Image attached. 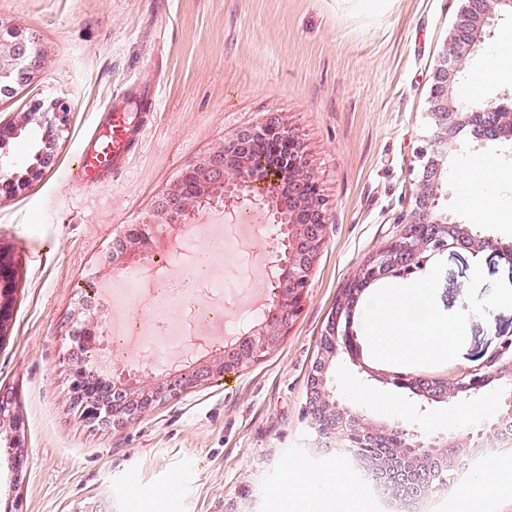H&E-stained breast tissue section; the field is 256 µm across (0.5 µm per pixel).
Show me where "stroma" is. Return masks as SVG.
Returning <instances> with one entry per match:
<instances>
[{"instance_id": "1", "label": "stroma", "mask_w": 512, "mask_h": 512, "mask_svg": "<svg viewBox=\"0 0 512 512\" xmlns=\"http://www.w3.org/2000/svg\"><path fill=\"white\" fill-rule=\"evenodd\" d=\"M461 0H0V23L33 31L46 53L38 78L0 100V122L39 102L71 108L52 166L0 199V249L15 270L7 333L0 337V392L17 420L0 424V512H278L273 494L288 460L314 475L338 463L337 443L318 436L304 409L308 376L342 288L357 267L403 227L430 135L432 72ZM155 88L160 105L127 171L98 185L69 179L84 136L114 92ZM281 113L304 143L330 208L325 242L302 310L276 348L223 377L156 404L132 423L88 426L67 392L73 318L87 284L113 279L107 256L130 224H144L157 198L235 131ZM493 157L512 172V147L462 148L449 159L443 205L470 223L457 171ZM263 209L216 201L186 223L156 224L150 257L131 258L142 287L122 304L100 299L102 331L88 345L119 369L172 373L211 360L257 324L276 274L274 232ZM238 225L237 263L209 255L208 242ZM249 283L228 293L224 317L180 336L156 358L149 312L154 283L193 274ZM430 288L414 316L458 325L446 356L400 363L372 349L362 307L352 312L356 353L334 358L341 395L375 420L459 434L484 418L493 397L455 406L373 379L398 369L443 381L482 366L512 336V264L498 251L451 247L426 266ZM21 435L22 449L5 447Z\"/></svg>"}]
</instances>
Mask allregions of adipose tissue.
<instances>
[{
  "label": "adipose tissue",
  "mask_w": 512,
  "mask_h": 512,
  "mask_svg": "<svg viewBox=\"0 0 512 512\" xmlns=\"http://www.w3.org/2000/svg\"><path fill=\"white\" fill-rule=\"evenodd\" d=\"M506 178L495 160L465 166L457 176L461 194L474 219L481 223L498 222L505 206L494 199L496 187ZM428 277L422 276L403 288H388L373 295L365 304L367 330L377 355L394 360L409 355L427 357L447 354L458 331L435 316L412 318V305L424 298ZM349 479L344 470L314 477L296 462L287 465V482L277 492L280 512H337L351 503ZM512 491V467L493 461L459 491V512H484L489 498Z\"/></svg>",
  "instance_id": "adipose-tissue-1"
}]
</instances>
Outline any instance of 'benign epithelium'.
Instances as JSON below:
<instances>
[{
    "label": "benign epithelium",
    "instance_id": "1",
    "mask_svg": "<svg viewBox=\"0 0 512 512\" xmlns=\"http://www.w3.org/2000/svg\"><path fill=\"white\" fill-rule=\"evenodd\" d=\"M503 13L512 14V0H465L457 13L448 34L441 60L433 74V94L429 99L428 118L431 136L419 153L421 167L418 174L413 204L403 218L405 224H419L423 213L433 217L435 224H452L448 211L439 206L441 192L445 189V173L449 156L459 150L465 141L482 147L488 141H512V94L501 96V102L489 107L472 106L453 99L452 91L458 77L465 70L469 55L485 41L494 21ZM37 45L36 35L23 33L14 27L0 25V76H7L16 67L18 58ZM39 71L31 69L23 73L13 84L0 88V96L15 95L20 89L33 83ZM481 112L498 113L499 122L493 133L474 132L476 116ZM69 110L64 104L48 107L37 105L31 112L18 114L7 124H0V196L8 197L52 164L58 140L65 131ZM30 123L43 129L42 144L34 152L30 163L23 169L16 166L12 143L21 136ZM231 139L239 148L233 165L224 164V153L211 152L186 171L187 182H179L156 200L152 221L175 224L179 210L191 209L207 199L204 194L193 198V188L224 185V200L249 201L259 207L274 201L283 210H289L288 223L276 217L277 233L273 250L276 275L270 281V303L264 318L234 342L224 346L223 354L200 363L187 372L152 375L146 371L137 374L123 371L112 372V398L94 393L81 381V364L75 362L71 369V396L79 403L82 416L90 422L121 425L137 419L140 414L168 398L178 397L187 390L216 376L234 370L277 347L302 309L307 293L309 276L316 255L320 251L327 232L329 207L315 180L305 146L300 144L279 113L267 114L250 129L234 133ZM288 140L294 148L288 154L273 150L255 157L249 152L257 140L279 142ZM141 225L132 224L112 245V264L123 263L132 251H138L139 259H149L145 241L140 235ZM402 233L380 252L364 261L357 269L353 281L370 284L401 271L399 253L409 248L417 256H427L457 245L453 238L438 237L433 240H406ZM470 250L480 253L488 248L501 252L512 263V246L502 244L490 236L474 235ZM14 276L11 257L0 252V324L10 316ZM100 327L92 313L91 296L80 311L79 328L88 334ZM335 346L332 355L353 352L350 332L335 323L332 325ZM499 371L497 397L498 409L488 420L470 427L462 434L459 453L483 446L498 422L512 416V336L501 342L499 350L481 367L463 372L448 379V391L440 401L450 406L461 400L477 401L491 388V370ZM316 380L322 406L329 418H319L311 407L306 415L311 426L321 435H331L342 448H352L363 442L365 435L390 431L392 427L375 422L362 408L349 405L329 385L328 378L310 375ZM389 381L398 388L408 389L421 395L415 378L409 373L397 372ZM452 436L431 434L416 428L399 427L396 447L403 455L417 460L447 454Z\"/></svg>",
    "mask_w": 512,
    "mask_h": 512
}]
</instances>
